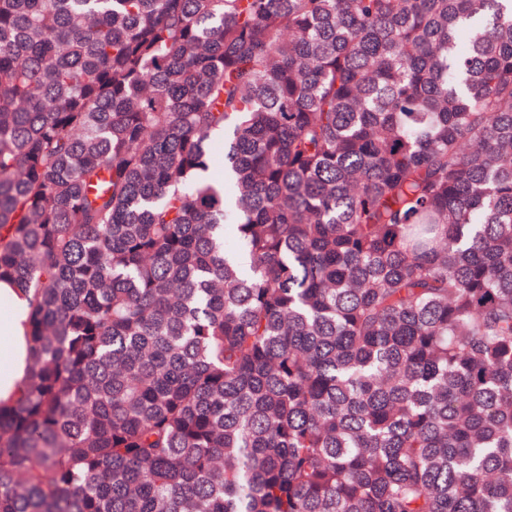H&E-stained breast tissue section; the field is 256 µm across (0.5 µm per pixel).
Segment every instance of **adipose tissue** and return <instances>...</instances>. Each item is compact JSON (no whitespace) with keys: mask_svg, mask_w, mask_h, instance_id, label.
Listing matches in <instances>:
<instances>
[{"mask_svg":"<svg viewBox=\"0 0 512 512\" xmlns=\"http://www.w3.org/2000/svg\"><path fill=\"white\" fill-rule=\"evenodd\" d=\"M0 296L8 297L11 311L0 313V402L13 399L27 376L30 338L27 334V303L9 282H0Z\"/></svg>","mask_w":512,"mask_h":512,"instance_id":"obj_1","label":"adipose tissue"}]
</instances>
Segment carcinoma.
Returning a JSON list of instances; mask_svg holds the SVG:
<instances>
[{
    "instance_id": "carcinoma-1",
    "label": "carcinoma",
    "mask_w": 512,
    "mask_h": 512,
    "mask_svg": "<svg viewBox=\"0 0 512 512\" xmlns=\"http://www.w3.org/2000/svg\"><path fill=\"white\" fill-rule=\"evenodd\" d=\"M0 512H512V0H0ZM0 296L8 297L13 306L11 312H0V402L8 403L26 379L30 338L23 293L2 281Z\"/></svg>"
}]
</instances>
